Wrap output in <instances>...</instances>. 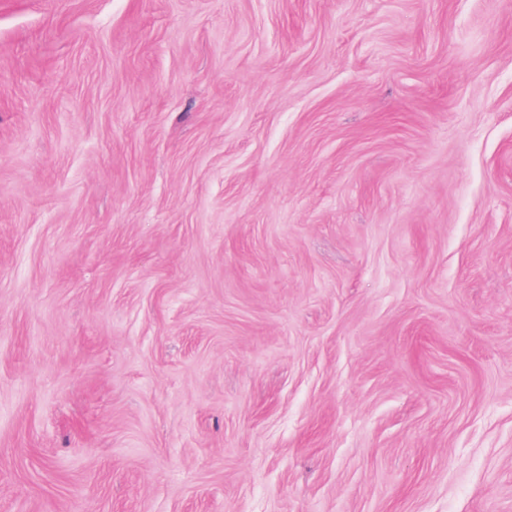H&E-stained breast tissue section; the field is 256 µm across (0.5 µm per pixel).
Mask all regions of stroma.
<instances>
[{
  "label": "stroma",
  "instance_id": "obj_1",
  "mask_svg": "<svg viewBox=\"0 0 512 512\" xmlns=\"http://www.w3.org/2000/svg\"><path fill=\"white\" fill-rule=\"evenodd\" d=\"M0 512H512V0H0Z\"/></svg>",
  "mask_w": 512,
  "mask_h": 512
}]
</instances>
